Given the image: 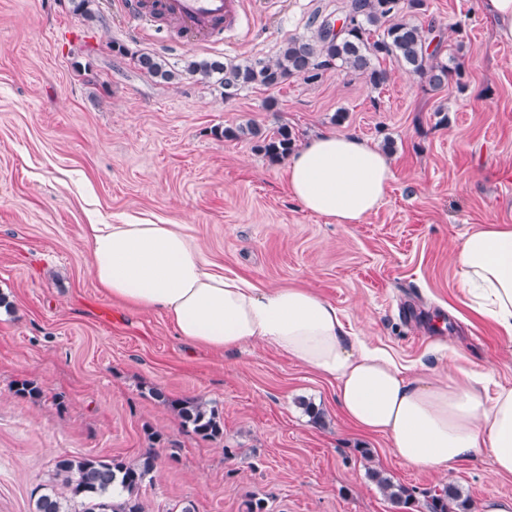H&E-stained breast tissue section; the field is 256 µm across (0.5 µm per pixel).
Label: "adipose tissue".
<instances>
[{"mask_svg":"<svg viewBox=\"0 0 512 512\" xmlns=\"http://www.w3.org/2000/svg\"><path fill=\"white\" fill-rule=\"evenodd\" d=\"M288 194L334 224H359L394 178L389 156L353 135L317 137L288 160ZM93 277L112 299L163 311L188 343L224 353L261 343L335 382L343 418L386 436L397 459L449 472L488 452L512 476V387L487 391L471 370L406 374L386 352L359 341L336 306L304 285L260 288L212 269L181 224H93ZM477 314L512 335V225L485 224L453 254Z\"/></svg>","mask_w":512,"mask_h":512,"instance_id":"1","label":"adipose tissue"}]
</instances>
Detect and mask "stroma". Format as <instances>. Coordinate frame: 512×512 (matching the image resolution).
Masks as SVG:
<instances>
[{
  "instance_id": "35a3bbf8",
  "label": "stroma",
  "mask_w": 512,
  "mask_h": 512,
  "mask_svg": "<svg viewBox=\"0 0 512 512\" xmlns=\"http://www.w3.org/2000/svg\"><path fill=\"white\" fill-rule=\"evenodd\" d=\"M341 4L246 0L248 33L173 47L114 0H96L91 17L70 0H0V294L11 304L0 311V512H31L58 456L134 460L151 430L163 441L147 512H245L250 494L268 512H427L448 484L474 512L512 500V476L493 475L488 457L446 474L401 463L385 437L342 418L335 383L260 344L188 345L164 312L123 306L90 272V225L183 224L215 271L313 288L402 366L441 370L454 350L512 385V336L470 308L452 261L472 227L512 225V43L496 40L481 0H426L444 44L465 45L461 80L438 91L386 60L377 90L329 70L228 100L217 82L165 84L135 63L143 52L175 67L190 55L271 59L314 11ZM246 123L289 126L300 145L357 135L387 149L395 177L363 223H330L289 197L284 161L258 139L225 138ZM24 379L41 402L14 395ZM153 387L207 400L223 440L183 431ZM371 465L409 487L407 508L384 498Z\"/></svg>"
}]
</instances>
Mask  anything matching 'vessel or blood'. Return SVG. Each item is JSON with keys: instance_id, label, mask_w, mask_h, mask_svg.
Masks as SVG:
<instances>
[{"instance_id": "vessel-or-blood-1", "label": "vessel or blood", "mask_w": 512, "mask_h": 512, "mask_svg": "<svg viewBox=\"0 0 512 512\" xmlns=\"http://www.w3.org/2000/svg\"><path fill=\"white\" fill-rule=\"evenodd\" d=\"M120 11L140 25H177L186 44L203 45L241 33L248 24L245 0H117Z\"/></svg>"}]
</instances>
